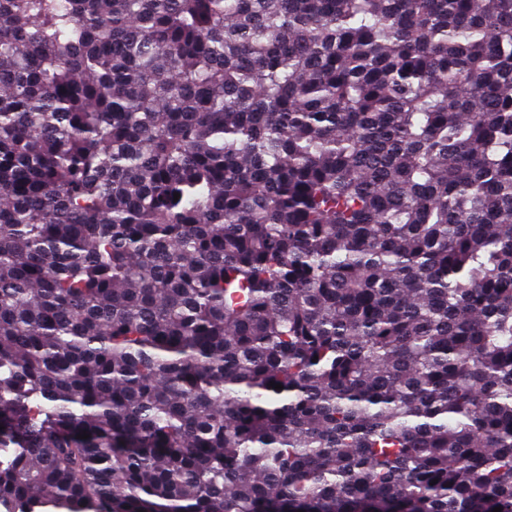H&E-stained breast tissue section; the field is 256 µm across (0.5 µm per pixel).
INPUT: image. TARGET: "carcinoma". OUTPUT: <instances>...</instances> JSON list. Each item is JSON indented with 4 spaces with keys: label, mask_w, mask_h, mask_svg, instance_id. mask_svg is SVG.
<instances>
[{
    "label": "carcinoma",
    "mask_w": 512,
    "mask_h": 512,
    "mask_svg": "<svg viewBox=\"0 0 512 512\" xmlns=\"http://www.w3.org/2000/svg\"><path fill=\"white\" fill-rule=\"evenodd\" d=\"M0 503L512 512V0H0Z\"/></svg>",
    "instance_id": "carcinoma-1"
}]
</instances>
